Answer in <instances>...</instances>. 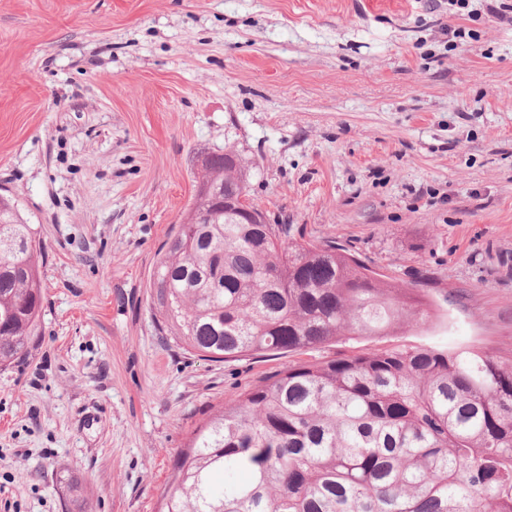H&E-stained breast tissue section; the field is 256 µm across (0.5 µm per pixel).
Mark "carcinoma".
Instances as JSON below:
<instances>
[{"mask_svg": "<svg viewBox=\"0 0 512 512\" xmlns=\"http://www.w3.org/2000/svg\"><path fill=\"white\" fill-rule=\"evenodd\" d=\"M234 151L205 157L149 288L159 328L205 360L389 336L434 303L249 205ZM42 243L0 197V370L41 335ZM167 512H512V362L475 346L290 364L224 403L178 455Z\"/></svg>", "mask_w": 512, "mask_h": 512, "instance_id": "carcinoma-1", "label": "carcinoma"}]
</instances>
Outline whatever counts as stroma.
<instances>
[{
	"mask_svg": "<svg viewBox=\"0 0 512 512\" xmlns=\"http://www.w3.org/2000/svg\"><path fill=\"white\" fill-rule=\"evenodd\" d=\"M442 313L222 363L149 281L202 159ZM0 194L44 245L43 334L0 370V512H161L181 449L300 359L426 344L512 359V0H0Z\"/></svg>",
	"mask_w": 512,
	"mask_h": 512,
	"instance_id": "stroma-1",
	"label": "stroma"
}]
</instances>
